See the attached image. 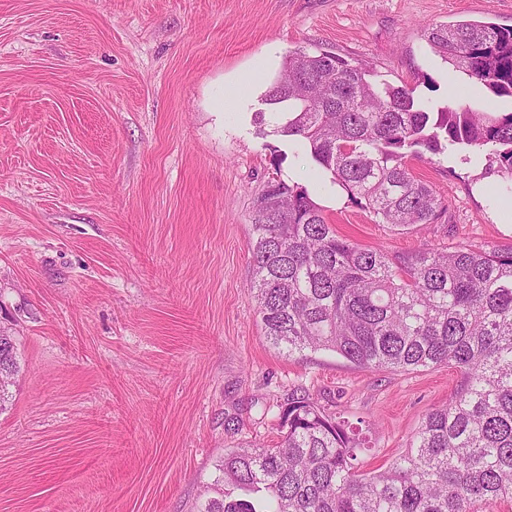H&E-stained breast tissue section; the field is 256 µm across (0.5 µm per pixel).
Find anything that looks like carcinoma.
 <instances>
[{
  "label": "carcinoma",
  "mask_w": 512,
  "mask_h": 512,
  "mask_svg": "<svg viewBox=\"0 0 512 512\" xmlns=\"http://www.w3.org/2000/svg\"><path fill=\"white\" fill-rule=\"evenodd\" d=\"M431 51L512 99V26H428ZM272 133L299 141L349 201L380 224H432L447 205L409 161L484 148L512 175V110H435L415 89L371 78L327 51L288 53L264 94ZM281 203L254 215L250 294L266 340L331 350L368 369L453 366L464 384L424 418L407 453L358 471L364 443L302 390L278 405L281 441L224 453L198 512H473L512 499V248L425 246L389 257L337 235L307 189L271 179ZM19 372L0 334V411Z\"/></svg>",
  "instance_id": "obj_1"
}]
</instances>
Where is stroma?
Segmentation results:
<instances>
[{
  "mask_svg": "<svg viewBox=\"0 0 512 512\" xmlns=\"http://www.w3.org/2000/svg\"><path fill=\"white\" fill-rule=\"evenodd\" d=\"M512 26V0H0V327L21 372L0 412V512H195L226 449L280 439L301 388L345 411L363 471L404 455L463 383L454 367L369 370L267 343L253 202L279 176L340 236L392 255L512 247V176L465 151L414 159L437 223H376L254 119L289 51H330L434 108L501 110L423 28ZM249 96L228 111L233 88Z\"/></svg>",
  "mask_w": 512,
  "mask_h": 512,
  "instance_id": "obj_1",
  "label": "stroma"
}]
</instances>
